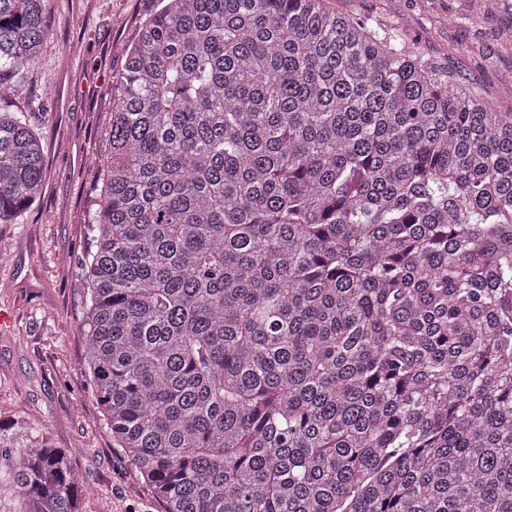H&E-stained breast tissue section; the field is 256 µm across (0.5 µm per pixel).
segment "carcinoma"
Listing matches in <instances>:
<instances>
[{"label":"carcinoma","mask_w":512,"mask_h":512,"mask_svg":"<svg viewBox=\"0 0 512 512\" xmlns=\"http://www.w3.org/2000/svg\"><path fill=\"white\" fill-rule=\"evenodd\" d=\"M52 0H0V101ZM84 373L162 512H512V112L325 0H166L120 49ZM46 178L0 111V224ZM23 512H81L16 449Z\"/></svg>","instance_id":"1"}]
</instances>
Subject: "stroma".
I'll list each match as a JSON object with an SVG mask.
<instances>
[{
  "label": "stroma",
  "instance_id": "stroma-1",
  "mask_svg": "<svg viewBox=\"0 0 512 512\" xmlns=\"http://www.w3.org/2000/svg\"><path fill=\"white\" fill-rule=\"evenodd\" d=\"M479 12L475 0H326L329 8L406 33L419 52L464 86L512 111V0ZM162 0H53L50 39L26 75L28 94L7 104L29 113L47 177L20 223L0 224V470L15 462L19 433L73 451L88 492L82 512H162L116 448L83 372L79 286L85 221L111 107L120 46Z\"/></svg>",
  "mask_w": 512,
  "mask_h": 512
}]
</instances>
